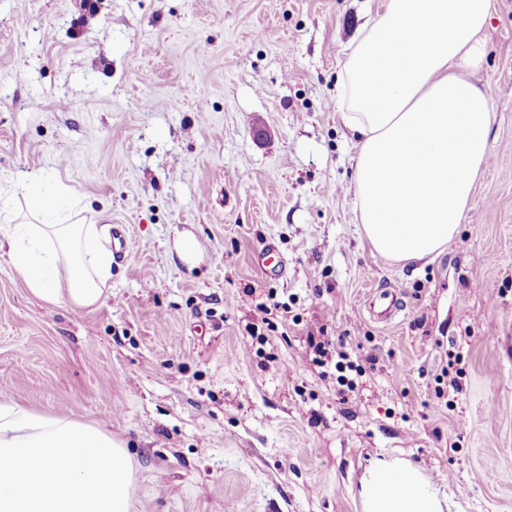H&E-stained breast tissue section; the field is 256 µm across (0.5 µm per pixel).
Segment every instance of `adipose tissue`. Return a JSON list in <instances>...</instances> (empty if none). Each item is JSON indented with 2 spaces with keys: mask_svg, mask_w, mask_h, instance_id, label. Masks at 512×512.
Listing matches in <instances>:
<instances>
[{
  "mask_svg": "<svg viewBox=\"0 0 512 512\" xmlns=\"http://www.w3.org/2000/svg\"><path fill=\"white\" fill-rule=\"evenodd\" d=\"M494 0H387L342 68L354 156L355 213L379 253H441L469 209L489 147L492 106L464 76L480 67ZM31 215L0 234L30 291L46 303L99 304L112 277L107 228L74 220L71 190L30 174L0 189ZM136 468L123 440L66 417L0 402V512H130ZM367 512H438L412 472L382 465L364 482Z\"/></svg>",
  "mask_w": 512,
  "mask_h": 512,
  "instance_id": "obj_1",
  "label": "adipose tissue"
}]
</instances>
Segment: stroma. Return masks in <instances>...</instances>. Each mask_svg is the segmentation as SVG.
<instances>
[{"label":"stroma","instance_id":"obj_1","mask_svg":"<svg viewBox=\"0 0 512 512\" xmlns=\"http://www.w3.org/2000/svg\"><path fill=\"white\" fill-rule=\"evenodd\" d=\"M384 2L0 0V186L43 173L140 244L85 309L0 258V395L125 440L131 512H365L383 462L441 512H512V0L467 73L494 112L470 208L448 249L408 262L355 219L339 112ZM247 288L287 305L276 329ZM374 288L404 316L371 318ZM346 329L365 372L344 393L307 337ZM257 266L267 275L276 273L282 267L276 246L269 242L258 251L255 258Z\"/></svg>","mask_w":512,"mask_h":512}]
</instances>
